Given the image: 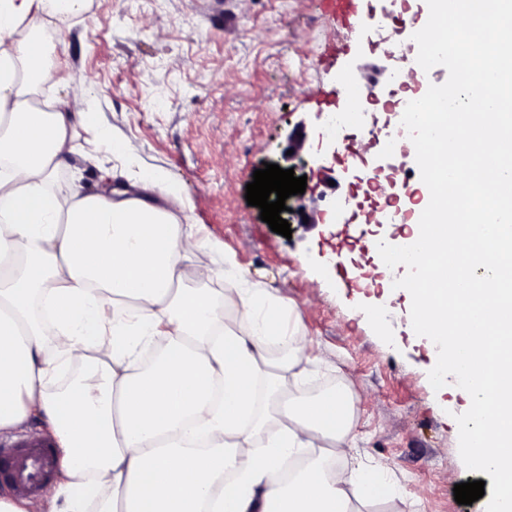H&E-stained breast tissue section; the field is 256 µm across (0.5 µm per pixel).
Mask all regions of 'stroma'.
Segmentation results:
<instances>
[{"label":"stroma","mask_w":512,"mask_h":512,"mask_svg":"<svg viewBox=\"0 0 512 512\" xmlns=\"http://www.w3.org/2000/svg\"><path fill=\"white\" fill-rule=\"evenodd\" d=\"M399 3L396 22L380 27L373 16L381 0H363L358 21L337 31L320 0H90L83 17L44 32L54 81L43 97L86 89L100 124L134 141L142 165L181 184L182 223L202 225L219 245L185 262L184 285H192L197 264L209 263L224 271L214 291L244 276L288 305L309 340L301 374L307 394L349 387L360 462L387 463L400 488L397 499L362 512H483L482 501L454 499L455 485L480 478L459 455L455 417L468 409L466 394L432 388L428 338L400 331L389 345L375 335L360 306L380 296L382 284L346 286L330 264L336 249L353 253L361 244L353 226L334 219L351 180L342 163L316 157L317 134L325 116L340 111L338 92L347 87L386 92L362 115L371 138L358 153L379 146V134L392 128L393 106L412 91L404 67L414 47L402 35L422 25L426 5ZM333 37L340 52L327 61L322 52ZM295 130L306 136L307 187L293 204L324 221L292 224L286 238L261 221L245 193L256 169L283 164ZM78 140L85 153L59 181L76 173L86 190L111 189L106 171L121 161H89L92 136L82 131Z\"/></svg>","instance_id":"obj_1"}]
</instances>
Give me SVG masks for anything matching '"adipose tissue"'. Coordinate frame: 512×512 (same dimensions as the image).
Listing matches in <instances>:
<instances>
[{
    "mask_svg": "<svg viewBox=\"0 0 512 512\" xmlns=\"http://www.w3.org/2000/svg\"><path fill=\"white\" fill-rule=\"evenodd\" d=\"M88 7L0 0V432L34 416L51 428L63 476L47 493L51 512H84L90 500L95 512H361L397 497L386 463H345L350 390L308 396L288 382L308 342L283 302L245 279L212 292L219 273L209 265L184 287V261L216 244L182 223L180 185L138 167L137 146L98 124L88 92L40 107L53 78L43 32ZM80 126L122 158L129 188L107 195L58 183ZM153 342L161 363L136 369ZM273 344L286 356L271 366ZM64 364L80 376L51 389ZM310 452L317 462L271 481Z\"/></svg>",
    "mask_w": 512,
    "mask_h": 512,
    "instance_id": "1",
    "label": "adipose tissue"
}]
</instances>
